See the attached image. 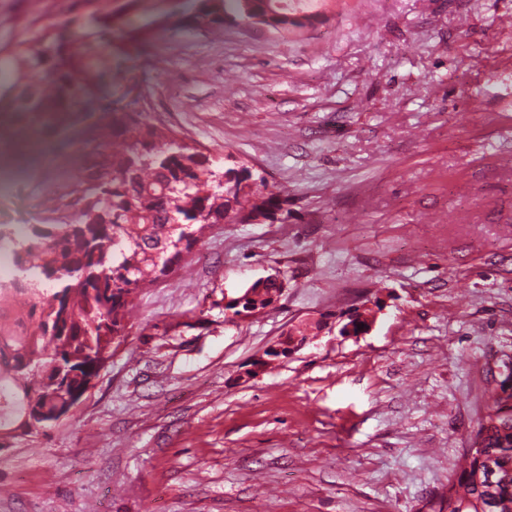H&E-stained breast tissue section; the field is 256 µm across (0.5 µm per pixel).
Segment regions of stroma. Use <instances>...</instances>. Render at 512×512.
<instances>
[{"label": "stroma", "instance_id": "1", "mask_svg": "<svg viewBox=\"0 0 512 512\" xmlns=\"http://www.w3.org/2000/svg\"><path fill=\"white\" fill-rule=\"evenodd\" d=\"M109 6L112 94L288 215L212 225L139 291L74 416L0 456V512H431L512 354V0H308L311 26L218 34L196 0ZM65 20L0 0V73ZM37 195L1 192L0 229L39 223ZM277 271L275 307L225 310ZM361 304L372 328L340 336ZM284 338H282L277 344L271 346L269 350H267L268 355L264 354L263 356L257 359L258 363L252 367L251 371L249 372V375H255L266 370L280 357L288 358V356L295 351L294 349H296L298 346H301V344L304 341L302 336H293L294 342L291 345H285L282 343ZM264 356H266V358Z\"/></svg>", "mask_w": 512, "mask_h": 512}]
</instances>
